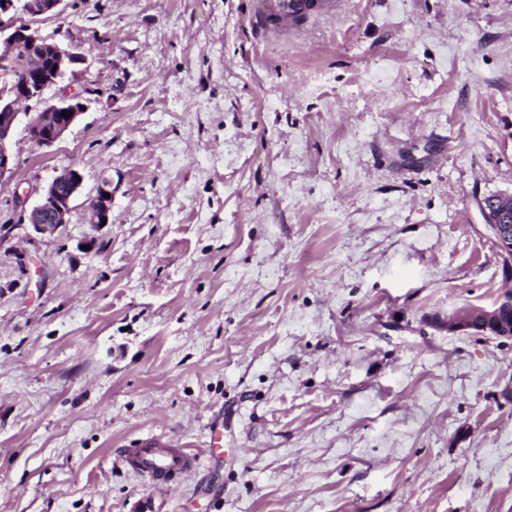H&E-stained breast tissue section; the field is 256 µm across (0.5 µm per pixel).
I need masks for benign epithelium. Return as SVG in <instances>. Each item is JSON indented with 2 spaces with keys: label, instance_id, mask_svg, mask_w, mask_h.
<instances>
[{
  "label": "benign epithelium",
  "instance_id": "1",
  "mask_svg": "<svg viewBox=\"0 0 512 512\" xmlns=\"http://www.w3.org/2000/svg\"><path fill=\"white\" fill-rule=\"evenodd\" d=\"M65 0H39L29 4L27 0H0V43L7 52L0 58V179L12 169V142L20 121L19 106L33 102L43 111V119L26 113L27 134L40 147H51L77 123L86 109L81 96L62 94L56 98H44V91L66 75L79 73L82 58L60 42L50 41L41 35L37 24L44 16H57L64 9ZM36 65L38 59H49L56 71L37 80L29 76L25 60ZM68 115H63V112ZM83 177L73 168H67L55 176L40 192L37 202L28 210L27 220L39 231L57 230L68 223L74 200L80 195ZM112 178L100 179L96 192L87 199L89 222L97 226L112 223ZM479 209L489 237L499 249L502 258V275L512 281V195L486 196L479 202ZM512 310V289L503 290L488 308L469 307L448 314V331L467 332L471 329L473 312L481 313L484 325L498 337L512 340V322L504 323L499 313Z\"/></svg>",
  "mask_w": 512,
  "mask_h": 512
}]
</instances>
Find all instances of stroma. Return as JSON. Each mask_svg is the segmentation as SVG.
<instances>
[{"instance_id": "1", "label": "stroma", "mask_w": 512, "mask_h": 512, "mask_svg": "<svg viewBox=\"0 0 512 512\" xmlns=\"http://www.w3.org/2000/svg\"><path fill=\"white\" fill-rule=\"evenodd\" d=\"M67 0L85 72L0 181V512H512V0ZM64 230L24 223L67 168ZM112 177V221L85 208ZM223 452L207 453L213 420ZM196 453L156 484L126 452ZM299 0H260L255 24L259 28H279L288 31L291 19L305 13L298 9ZM479 209L489 237L499 249L502 258V275L512 281V195L486 196L479 202ZM489 307H469L450 313L448 315V331L452 333L469 332L473 312L477 311L481 313L484 319L483 328L485 330L489 331L488 325H491V331L496 336L512 340V320L509 324H505L499 317L502 309H511L512 311V289L503 290L497 300Z\"/></svg>"}]
</instances>
